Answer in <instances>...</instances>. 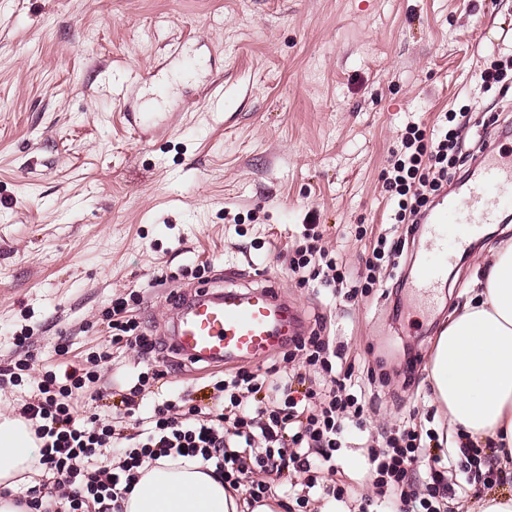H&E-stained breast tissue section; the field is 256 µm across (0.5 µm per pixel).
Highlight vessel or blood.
<instances>
[{
  "label": "vessel or blood",
  "instance_id": "vessel-or-blood-1",
  "mask_svg": "<svg viewBox=\"0 0 512 512\" xmlns=\"http://www.w3.org/2000/svg\"><path fill=\"white\" fill-rule=\"evenodd\" d=\"M478 166L477 177L444 191L423 217L429 242L416 267L418 288L435 287L446 278L449 263L468 238L512 211V154L485 153ZM169 304L173 317L166 350L190 364L256 359L302 329L298 310L272 285L198 286L175 292Z\"/></svg>",
  "mask_w": 512,
  "mask_h": 512
}]
</instances>
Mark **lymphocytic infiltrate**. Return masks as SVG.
I'll return each mask as SVG.
<instances>
[{
	"label": "lymphocytic infiltrate",
	"instance_id": "f902f5d3",
	"mask_svg": "<svg viewBox=\"0 0 512 512\" xmlns=\"http://www.w3.org/2000/svg\"><path fill=\"white\" fill-rule=\"evenodd\" d=\"M471 127L463 108L441 113L432 129L407 121L383 173L396 223L417 224L432 198L453 183L467 162L462 135ZM323 238L321 225H306L290 269L299 285L317 280L328 288L347 289L353 298L370 294L381 263L404 251L402 242L378 236L365 275L352 286ZM111 316L113 343L126 344L144 365L123 396L133 422L119 429L94 414L77 416L81 391L99 381L96 367L46 372L37 399L25 403L18 415L41 441L38 466L55 482L16 497L17 505L27 512H124L140 469L162 458L212 469L250 504L268 498L270 480L276 477L286 485L284 498L307 507L310 491L318 487L311 471L319 465L333 477L322 488L324 495L337 502L351 495L350 485L339 477L336 453L352 430H365L372 405L353 383L351 369L343 365L344 348L333 338L317 330L294 337L264 373L240 369L215 380L214 390L226 399L220 411L205 414L192 399L168 393L170 371L160 345L128 318L126 301L113 302ZM114 448L120 460H112ZM363 473L375 494L386 498V512H442L450 497L505 482L486 445L469 439L447 451L437 430L408 419L368 446Z\"/></svg>",
	"mask_w": 512,
	"mask_h": 512
}]
</instances>
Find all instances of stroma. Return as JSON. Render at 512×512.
<instances>
[{"label":"stroma","mask_w":512,"mask_h":512,"mask_svg":"<svg viewBox=\"0 0 512 512\" xmlns=\"http://www.w3.org/2000/svg\"><path fill=\"white\" fill-rule=\"evenodd\" d=\"M500 43L512 46V0H0V364L35 356L20 379L0 381V413L16 414L45 371L106 351L98 372L110 394L90 388L78 409L125 427L112 403L138 358L112 345L106 314L141 292L129 311L164 341L169 293L194 286L188 272L205 263L210 283L231 269L277 286L307 329L325 322L356 374L374 371L369 432L410 415L447 432V409L415 377L512 227L481 230L431 302L415 287L424 240L351 301L317 282L296 287L287 253L319 224L355 271L356 225L371 239L405 235L381 172L406 119L430 126L463 107L511 121L512 96L476 79ZM187 57L200 60L197 75L183 73ZM174 368L175 390L218 410L210 382L223 369Z\"/></svg>","instance_id":"stroma-1"}]
</instances>
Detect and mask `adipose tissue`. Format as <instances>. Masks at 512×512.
<instances>
[{
	"label": "adipose tissue",
	"mask_w": 512,
	"mask_h": 512,
	"mask_svg": "<svg viewBox=\"0 0 512 512\" xmlns=\"http://www.w3.org/2000/svg\"><path fill=\"white\" fill-rule=\"evenodd\" d=\"M476 294L435 344L430 380L452 431L512 446V244L492 250L472 282ZM40 447L27 423L0 414V486L33 482ZM223 481L162 458L143 468L126 512H240Z\"/></svg>",
	"instance_id": "ef3b65f1"
}]
</instances>
